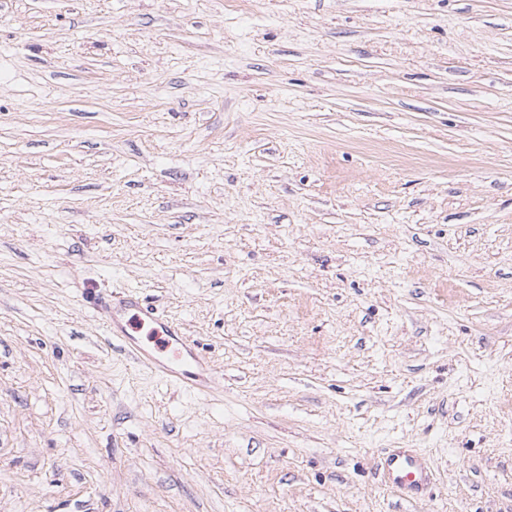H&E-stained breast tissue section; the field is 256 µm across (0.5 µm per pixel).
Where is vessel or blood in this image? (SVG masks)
<instances>
[{"mask_svg":"<svg viewBox=\"0 0 512 512\" xmlns=\"http://www.w3.org/2000/svg\"><path fill=\"white\" fill-rule=\"evenodd\" d=\"M87 297L106 330L122 337L139 362L163 379L191 390L219 384V377L195 352L193 343L180 328L160 316L156 309L143 305L138 292L104 295L91 291ZM384 478L391 488L414 496L430 481L431 470L417 451L398 448L385 459Z\"/></svg>","mask_w":512,"mask_h":512,"instance_id":"b4317fda","label":"vessel or blood"}]
</instances>
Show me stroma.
Returning a JSON list of instances; mask_svg holds the SVG:
<instances>
[{
    "label": "stroma",
    "instance_id": "1",
    "mask_svg": "<svg viewBox=\"0 0 512 512\" xmlns=\"http://www.w3.org/2000/svg\"><path fill=\"white\" fill-rule=\"evenodd\" d=\"M0 512H512V0H0ZM87 298L100 314L106 330L121 336L139 362L163 379L189 390H202L219 384V377L194 350V344L180 328L143 305L138 292L110 294L89 291ZM145 333L153 347L145 348L135 336ZM385 483L408 496L417 495L431 479L425 458L412 448H396L384 462Z\"/></svg>",
    "mask_w": 512,
    "mask_h": 512
}]
</instances>
